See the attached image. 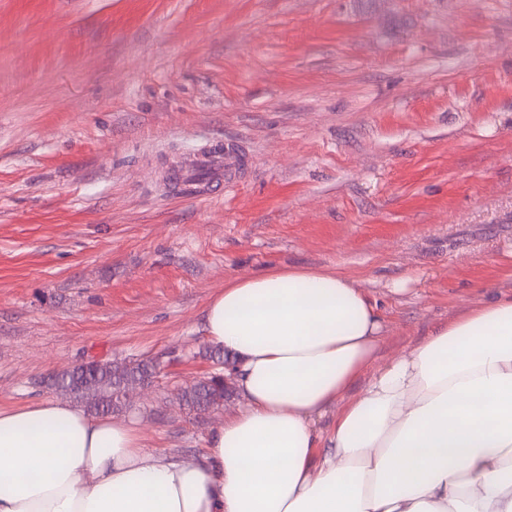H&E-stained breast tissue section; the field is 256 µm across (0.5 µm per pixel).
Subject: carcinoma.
Segmentation results:
<instances>
[{
    "mask_svg": "<svg viewBox=\"0 0 512 512\" xmlns=\"http://www.w3.org/2000/svg\"><path fill=\"white\" fill-rule=\"evenodd\" d=\"M156 369L153 361H93L58 373L49 387L94 414L106 415L130 407L132 395L152 382ZM232 396L222 372L195 380L177 392L179 402L196 414L217 409Z\"/></svg>",
    "mask_w": 512,
    "mask_h": 512,
    "instance_id": "cac0c4a2",
    "label": "carcinoma"
}]
</instances>
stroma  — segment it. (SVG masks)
<instances>
[{
	"label": "stroma",
	"mask_w": 512,
	"mask_h": 512,
	"mask_svg": "<svg viewBox=\"0 0 512 512\" xmlns=\"http://www.w3.org/2000/svg\"><path fill=\"white\" fill-rule=\"evenodd\" d=\"M227 145L234 188L168 186ZM276 267L357 279L382 363L512 295V0H0V409L157 359L121 417L201 455L203 309Z\"/></svg>",
	"instance_id": "obj_1"
}]
</instances>
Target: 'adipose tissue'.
Returning <instances> with one entry per match:
<instances>
[{
  "mask_svg": "<svg viewBox=\"0 0 512 512\" xmlns=\"http://www.w3.org/2000/svg\"><path fill=\"white\" fill-rule=\"evenodd\" d=\"M203 314L240 407L202 459L66 399L0 409V512H512V298L386 366L374 305L338 272L238 278Z\"/></svg>",
  "mask_w": 512,
  "mask_h": 512,
  "instance_id": "obj_1",
  "label": "adipose tissue"
}]
</instances>
